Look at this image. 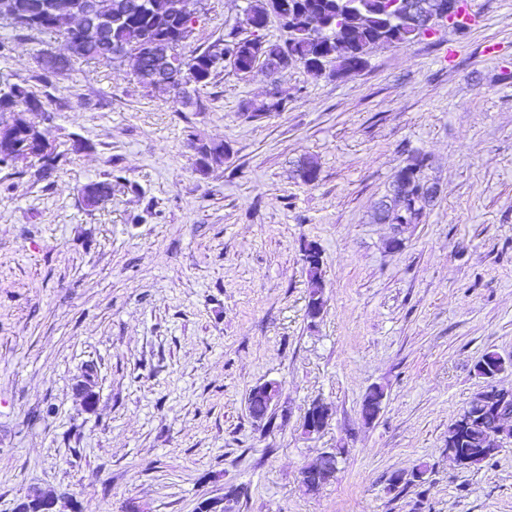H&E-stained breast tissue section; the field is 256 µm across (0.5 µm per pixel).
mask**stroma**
<instances>
[{"instance_id": "35a3bbf8", "label": "stroma", "mask_w": 512, "mask_h": 512, "mask_svg": "<svg viewBox=\"0 0 512 512\" xmlns=\"http://www.w3.org/2000/svg\"><path fill=\"white\" fill-rule=\"evenodd\" d=\"M246 3L202 0L180 53L245 32ZM468 3L466 34L375 46L359 72L226 63L183 98L128 59L41 81L39 54L64 38L0 28V82L37 91L46 110L28 118L61 155L47 180L29 158L0 168V512L32 490L81 512H194L230 486L238 512H512V444L471 469L446 448L485 352L508 360L496 382L512 389V0ZM194 133L226 151L204 174ZM417 153L434 202L417 223L374 222ZM106 176L109 200L85 207ZM270 380L258 422L248 394ZM320 399L334 414L304 434ZM331 448L335 480L304 491ZM112 194V181L109 177L92 182L84 187L82 201L86 207H95ZM315 261L314 265H306V274H307V284H308V304H307V317L315 318L319 315L324 306V299L321 304H319L316 312L314 313V303L323 298V293H321L323 289V277H322V263L321 256L319 250L315 253ZM320 296H317L319 295ZM322 295V296H321ZM317 296V297H316ZM280 385L277 382H265L253 388V392H261L263 396L267 397L268 405L273 406L278 397ZM265 402L255 398L251 393L248 396V409L251 417L255 421H262L269 411V406ZM334 458H336V454L334 452H324L316 464L304 468L302 471L303 485L306 488L309 487L311 490H315L323 485V483L319 484L320 479L318 471L323 472L330 467Z\"/></svg>"}]
</instances>
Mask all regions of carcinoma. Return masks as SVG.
Listing matches in <instances>:
<instances>
[{"label":"carcinoma","mask_w":512,"mask_h":512,"mask_svg":"<svg viewBox=\"0 0 512 512\" xmlns=\"http://www.w3.org/2000/svg\"><path fill=\"white\" fill-rule=\"evenodd\" d=\"M140 8L120 16V22L112 24V30L97 42L90 43L82 53L85 61L111 62L110 52L120 48L133 51L159 35L158 26L169 22L172 27L184 25V18L175 8L179 0H138ZM297 0H248L245 9V24L260 27L270 16H285L292 12ZM314 2V22L296 15L293 21L283 20L288 33L286 42L294 61L304 65L312 74L319 76L330 59L336 60V75L356 72L367 64L369 50L380 43L405 44L431 36L437 32L436 24H423L416 28L408 21V11L413 0H312ZM16 31L35 29L39 32L56 34L65 39L75 40L80 32L69 27V23L59 16H47L40 25L33 28L24 23L12 25ZM230 45L235 70L245 65L251 69L263 58L281 53L282 44L264 41L257 48L256 36L240 37L231 30L220 39ZM211 56L207 52L190 57H179V63L171 70L169 87L175 95L185 94V87L193 84L202 88L211 83L215 68L210 66ZM42 78H54L71 66L70 60L52 59L48 53L39 57ZM38 106H44L39 94L27 85L0 83V117L9 118L0 123V146L10 140L23 144L27 140L42 138L41 133L29 129L27 114ZM197 154L196 165L201 171L224 158V144L207 142L201 138L193 142ZM424 159L416 157L396 176L394 193L390 201L381 205L376 221L385 224H409L417 219L422 209L421 203L431 202L428 196L430 186L422 176ZM112 194V181L108 178L92 182L84 187L82 201L87 207H95ZM308 284L307 316L314 318L321 313L323 306H314L320 300L323 289L322 263L320 253H315L314 264L306 265ZM503 370L506 361L494 351L486 352L477 366V374L486 379L489 370ZM487 427L468 424L448 433V447L457 450L467 460L465 468H475L489 460L484 455L487 442Z\"/></svg>","instance_id":"obj_1"}]
</instances>
